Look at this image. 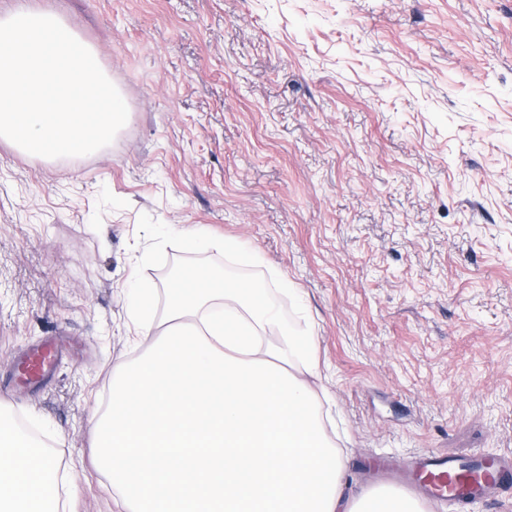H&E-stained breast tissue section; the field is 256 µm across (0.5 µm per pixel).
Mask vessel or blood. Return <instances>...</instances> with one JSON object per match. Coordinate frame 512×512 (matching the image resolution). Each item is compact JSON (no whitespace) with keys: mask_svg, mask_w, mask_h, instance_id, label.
I'll list each match as a JSON object with an SVG mask.
<instances>
[{"mask_svg":"<svg viewBox=\"0 0 512 512\" xmlns=\"http://www.w3.org/2000/svg\"><path fill=\"white\" fill-rule=\"evenodd\" d=\"M54 359L52 347L31 350L22 356L19 371L25 381L42 383ZM406 468L413 476L412 488L428 500L453 506L485 501L512 483V455L509 454L490 460L476 455L463 462L425 451L413 456Z\"/></svg>","mask_w":512,"mask_h":512,"instance_id":"vessel-or-blood-1","label":"vessel or blood"}]
</instances>
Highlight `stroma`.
Here are the masks:
<instances>
[{"mask_svg":"<svg viewBox=\"0 0 512 512\" xmlns=\"http://www.w3.org/2000/svg\"><path fill=\"white\" fill-rule=\"evenodd\" d=\"M62 15L128 108L100 151L0 138V406L66 512H123L91 418L137 357L128 293L264 288L311 330L347 495L426 450L512 453V0H0ZM233 244L228 253L224 244ZM54 359L55 352L50 346L31 350L21 357L19 371L25 381L40 384L48 375Z\"/></svg>","mask_w":512,"mask_h":512,"instance_id":"1","label":"stroma"}]
</instances>
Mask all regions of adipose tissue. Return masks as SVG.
<instances>
[{
  "mask_svg": "<svg viewBox=\"0 0 512 512\" xmlns=\"http://www.w3.org/2000/svg\"><path fill=\"white\" fill-rule=\"evenodd\" d=\"M168 315L137 290L146 352L94 417L95 465L125 512H423L403 492L344 499L345 461L309 382L312 333L265 338L278 313L260 288L201 272L168 288ZM54 460L0 414V512H63Z\"/></svg>",
  "mask_w": 512,
  "mask_h": 512,
  "instance_id": "1",
  "label": "adipose tissue"
}]
</instances>
